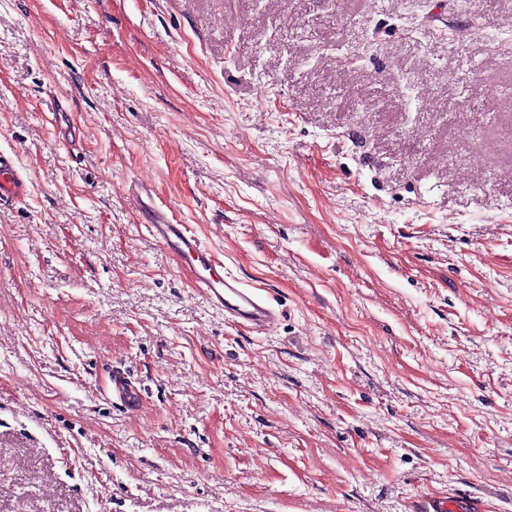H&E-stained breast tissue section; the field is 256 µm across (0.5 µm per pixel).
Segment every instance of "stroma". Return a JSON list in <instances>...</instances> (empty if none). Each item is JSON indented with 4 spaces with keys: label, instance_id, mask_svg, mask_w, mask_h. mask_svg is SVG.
I'll use <instances>...</instances> for the list:
<instances>
[{
    "label": "stroma",
    "instance_id": "1",
    "mask_svg": "<svg viewBox=\"0 0 512 512\" xmlns=\"http://www.w3.org/2000/svg\"><path fill=\"white\" fill-rule=\"evenodd\" d=\"M511 98L512 0H0V512H512ZM22 187L23 180L15 170L12 158L0 154V205L16 198ZM147 224L150 234L160 241L180 266L194 273L196 288H200L211 305L224 314L225 321L256 331L274 328L279 314L255 288H245L234 277L217 271L224 262L203 248L185 224H173L164 213L151 207ZM112 399L120 403L127 411L134 412L140 405V393L132 382L121 375H111L107 387ZM473 497L466 495L426 496L418 501L414 512H471Z\"/></svg>",
    "mask_w": 512,
    "mask_h": 512
}]
</instances>
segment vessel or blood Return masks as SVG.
<instances>
[{
	"instance_id": "vessel-or-blood-1",
	"label": "vessel or blood",
	"mask_w": 512,
	"mask_h": 512,
	"mask_svg": "<svg viewBox=\"0 0 512 512\" xmlns=\"http://www.w3.org/2000/svg\"><path fill=\"white\" fill-rule=\"evenodd\" d=\"M22 187L23 180L12 158L0 154V203L16 198ZM147 228L170 251L178 265L190 268L197 288L223 314L225 321L256 331L276 326L279 314L275 308L257 289L244 287L236 278L221 274L222 260L203 248L186 225L171 223L164 213L155 209ZM107 390L127 411L138 409L140 393L127 377L110 376ZM473 506L471 497L466 495L426 496L418 501L415 512H471Z\"/></svg>"
}]
</instances>
